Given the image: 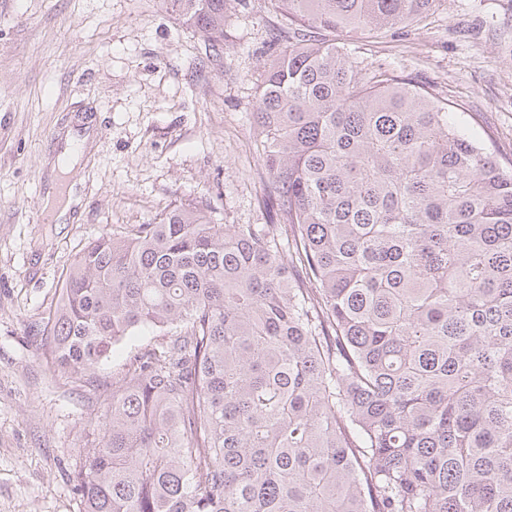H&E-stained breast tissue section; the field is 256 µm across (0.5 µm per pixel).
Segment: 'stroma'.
Wrapping results in <instances>:
<instances>
[{"instance_id":"stroma-1","label":"stroma","mask_w":512,"mask_h":512,"mask_svg":"<svg viewBox=\"0 0 512 512\" xmlns=\"http://www.w3.org/2000/svg\"><path fill=\"white\" fill-rule=\"evenodd\" d=\"M336 42L448 100L512 174V0H439L404 29ZM287 44L273 0H230L216 52L163 0H0V512H78L68 475L109 401L46 365L40 325L85 243L181 203L268 223L252 112ZM85 124L80 210L41 223L60 141Z\"/></svg>"}]
</instances>
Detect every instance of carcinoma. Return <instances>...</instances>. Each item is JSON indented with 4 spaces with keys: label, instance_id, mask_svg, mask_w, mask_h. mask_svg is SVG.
<instances>
[{
    "label": "carcinoma",
    "instance_id": "cac0c4a2",
    "mask_svg": "<svg viewBox=\"0 0 512 512\" xmlns=\"http://www.w3.org/2000/svg\"><path fill=\"white\" fill-rule=\"evenodd\" d=\"M214 49L228 0H164ZM436 0H277L253 116L275 224L175 205L88 242L44 358L112 398L79 512H512V174L328 38ZM150 328L168 340L94 370Z\"/></svg>",
    "mask_w": 512,
    "mask_h": 512
}]
</instances>
